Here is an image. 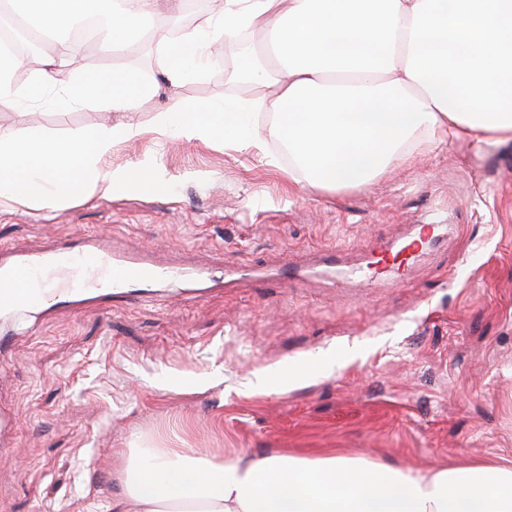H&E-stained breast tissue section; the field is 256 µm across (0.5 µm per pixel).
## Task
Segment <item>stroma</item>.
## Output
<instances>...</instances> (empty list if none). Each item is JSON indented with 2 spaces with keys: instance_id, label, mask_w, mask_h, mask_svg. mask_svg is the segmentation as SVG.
I'll list each match as a JSON object with an SVG mask.
<instances>
[{
  "instance_id": "1",
  "label": "stroma",
  "mask_w": 512,
  "mask_h": 512,
  "mask_svg": "<svg viewBox=\"0 0 512 512\" xmlns=\"http://www.w3.org/2000/svg\"><path fill=\"white\" fill-rule=\"evenodd\" d=\"M159 49L77 51L75 69L157 71ZM211 67L177 89L235 109L266 94ZM166 85L136 111L68 108L49 89L0 106V128L55 142L76 129L139 128L100 165L142 167L156 188H117L53 208L0 196V244L61 248L102 229L115 249L171 265H220L255 279L178 304L151 292L87 296L30 311L5 350L0 405L16 429L0 460V512H108L131 454L190 448L382 459L413 470L512 465V141L426 144L365 188L306 190L275 142L243 150L268 116L241 113L234 137L154 132ZM418 224L439 241L404 276L269 278L332 245L358 266Z\"/></svg>"
}]
</instances>
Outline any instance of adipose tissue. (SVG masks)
I'll return each mask as SVG.
<instances>
[{
  "mask_svg": "<svg viewBox=\"0 0 512 512\" xmlns=\"http://www.w3.org/2000/svg\"><path fill=\"white\" fill-rule=\"evenodd\" d=\"M86 0H23L52 31L71 27ZM99 49L109 54L134 30L166 46L163 76L179 86L189 65L244 32L270 41L276 93L255 109L272 123L243 141L289 149V174L305 187L369 186L421 142L471 138L477 146L512 141V0H214L213 21L170 41L153 26L157 0H103ZM24 59L0 51V104L58 90L64 103L98 102L134 111L151 93L137 70L106 76L71 72L65 47L49 50L26 87L14 74ZM27 69V68H26ZM237 115L170 98L155 130L186 137L235 133ZM132 128L72 132L60 143L0 130V191L52 207L78 195L142 184V168L100 166ZM112 512H512V467L442 465L399 469L364 458L246 454L221 461L186 448H156L127 469Z\"/></svg>",
  "mask_w": 512,
  "mask_h": 512,
  "instance_id": "adipose-tissue-1",
  "label": "adipose tissue"
}]
</instances>
